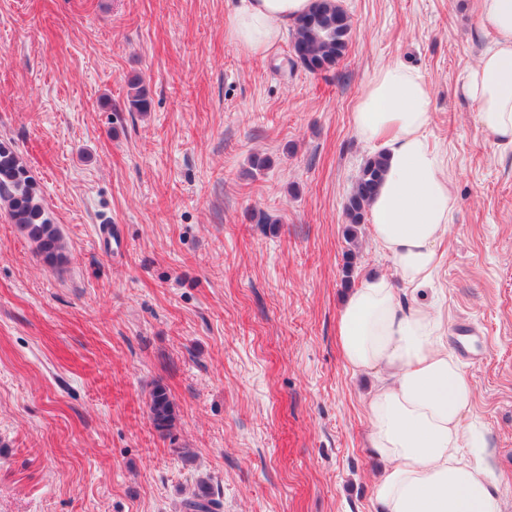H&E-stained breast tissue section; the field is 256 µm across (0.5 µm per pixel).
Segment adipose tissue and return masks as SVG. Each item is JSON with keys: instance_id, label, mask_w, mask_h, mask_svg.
Here are the masks:
<instances>
[{"instance_id": "adipose-tissue-1", "label": "adipose tissue", "mask_w": 512, "mask_h": 512, "mask_svg": "<svg viewBox=\"0 0 512 512\" xmlns=\"http://www.w3.org/2000/svg\"><path fill=\"white\" fill-rule=\"evenodd\" d=\"M312 0H230L225 34L256 55L267 54ZM493 43L470 69L463 91L480 127L512 145V0H479ZM430 94L413 70L380 69L352 114L358 135L379 143L383 179L370 202L374 240L401 278L427 286L437 246L450 228V177L424 131ZM441 316L402 307L386 278L365 281L346 299L337 325L344 362L380 373L369 403L370 446L387 464L375 484L380 512H504L497 477L486 461L488 429L471 414L474 387L445 347ZM469 449L464 461L460 449Z\"/></svg>"}]
</instances>
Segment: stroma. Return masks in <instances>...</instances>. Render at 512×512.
Returning <instances> with one entry per match:
<instances>
[{
    "label": "stroma",
    "instance_id": "35a3bbf8",
    "mask_svg": "<svg viewBox=\"0 0 512 512\" xmlns=\"http://www.w3.org/2000/svg\"><path fill=\"white\" fill-rule=\"evenodd\" d=\"M227 3L0 0V141L67 257L44 264L0 207V512H183L202 480L218 512H376L380 375L348 368L336 336L371 276L433 306L450 350L460 326L478 336L461 365L512 512V149L461 93L492 40L478 0H342L348 54L316 75L289 39L264 56L230 41ZM388 63L430 90L455 199L423 289L369 225L344 234L377 151L351 114ZM134 73L150 111L125 107ZM149 416L154 427L164 433L169 432L175 425L177 413L167 389L158 384L154 387L150 402Z\"/></svg>",
    "mask_w": 512,
    "mask_h": 512
}]
</instances>
